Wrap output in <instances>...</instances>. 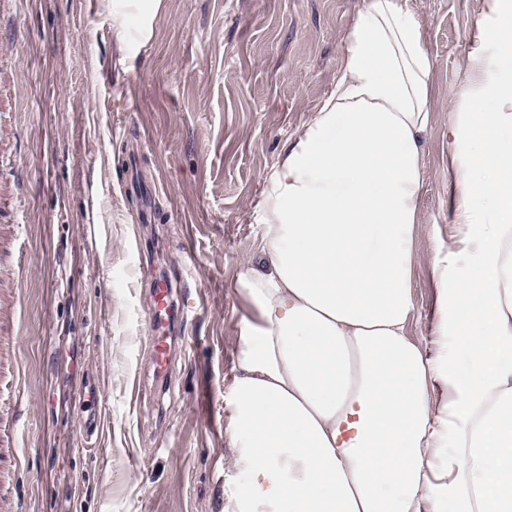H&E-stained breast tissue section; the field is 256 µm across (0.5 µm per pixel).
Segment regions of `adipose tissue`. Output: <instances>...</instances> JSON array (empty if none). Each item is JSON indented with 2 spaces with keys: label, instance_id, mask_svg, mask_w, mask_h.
<instances>
[{
  "label": "adipose tissue",
  "instance_id": "ef3b65f1",
  "mask_svg": "<svg viewBox=\"0 0 512 512\" xmlns=\"http://www.w3.org/2000/svg\"><path fill=\"white\" fill-rule=\"evenodd\" d=\"M432 92L421 18L363 0L236 277L224 512H512V0H485L472 30L448 122L455 228L424 252ZM413 301L417 311V318L412 326L413 334L418 338L430 335V322L427 319L435 297V289L429 271L425 266L414 269Z\"/></svg>",
  "mask_w": 512,
  "mask_h": 512
}]
</instances>
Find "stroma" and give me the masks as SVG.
<instances>
[{
	"instance_id": "stroma-1",
	"label": "stroma",
	"mask_w": 512,
	"mask_h": 512,
	"mask_svg": "<svg viewBox=\"0 0 512 512\" xmlns=\"http://www.w3.org/2000/svg\"><path fill=\"white\" fill-rule=\"evenodd\" d=\"M434 64L422 248L453 226L449 105L483 0H408ZM362 0H160L151 33L119 47L106 0H0L14 134L0 182L20 207L24 265L0 266L19 322L0 381L26 446L5 464L8 512H224V396L256 255L264 177L330 95ZM165 275L184 303L157 388L142 318ZM101 391L83 449L75 394Z\"/></svg>"
}]
</instances>
